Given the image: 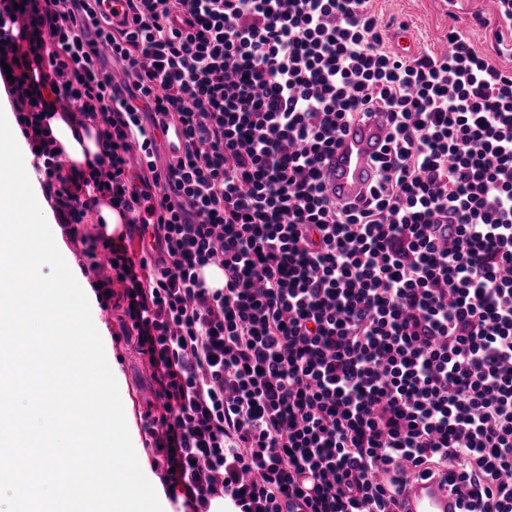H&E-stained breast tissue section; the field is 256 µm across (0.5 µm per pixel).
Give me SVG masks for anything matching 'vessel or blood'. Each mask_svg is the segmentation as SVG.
I'll list each match as a JSON object with an SVG mask.
<instances>
[{"instance_id": "obj_1", "label": "vessel or blood", "mask_w": 512, "mask_h": 512, "mask_svg": "<svg viewBox=\"0 0 512 512\" xmlns=\"http://www.w3.org/2000/svg\"><path fill=\"white\" fill-rule=\"evenodd\" d=\"M386 119L375 112L351 129L342 146L324 168V186L337 202L365 196L376 174L375 156L384 139ZM454 497L446 475L419 478L408 490L403 512H453Z\"/></svg>"}]
</instances>
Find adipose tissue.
Returning a JSON list of instances; mask_svg holds the SVG:
<instances>
[{
    "instance_id": "obj_1",
    "label": "adipose tissue",
    "mask_w": 512,
    "mask_h": 512,
    "mask_svg": "<svg viewBox=\"0 0 512 512\" xmlns=\"http://www.w3.org/2000/svg\"><path fill=\"white\" fill-rule=\"evenodd\" d=\"M49 125L62 151L61 161L68 179L76 181L88 176L90 162L101 151L96 127L81 129L63 114L50 119Z\"/></svg>"
}]
</instances>
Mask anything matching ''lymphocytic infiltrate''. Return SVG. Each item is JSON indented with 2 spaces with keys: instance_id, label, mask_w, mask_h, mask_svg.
<instances>
[{
  "instance_id": "1",
  "label": "lymphocytic infiltrate",
  "mask_w": 512,
  "mask_h": 512,
  "mask_svg": "<svg viewBox=\"0 0 512 512\" xmlns=\"http://www.w3.org/2000/svg\"><path fill=\"white\" fill-rule=\"evenodd\" d=\"M99 3L0 0V79L47 178L51 105L98 128L94 192L61 183L57 221L114 262L174 512H400L434 467L460 512H512V70L458 29L385 50L370 0ZM369 112L389 132L344 209L323 168ZM104 197L124 234L82 232Z\"/></svg>"
}]
</instances>
